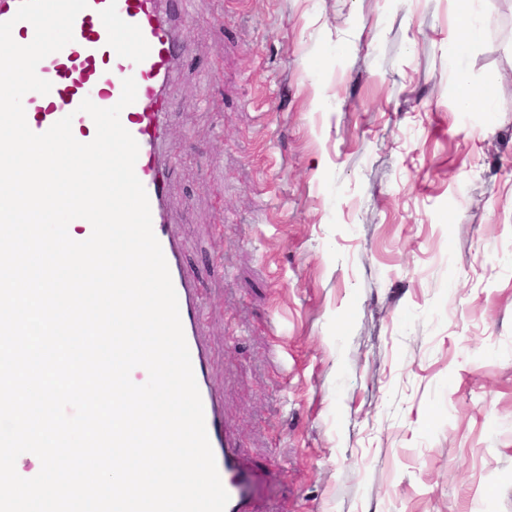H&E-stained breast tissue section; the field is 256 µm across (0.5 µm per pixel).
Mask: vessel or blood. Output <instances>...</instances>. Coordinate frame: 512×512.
<instances>
[{
  "instance_id": "1",
  "label": "vessel or blood",
  "mask_w": 512,
  "mask_h": 512,
  "mask_svg": "<svg viewBox=\"0 0 512 512\" xmlns=\"http://www.w3.org/2000/svg\"><path fill=\"white\" fill-rule=\"evenodd\" d=\"M19 0H0V22L13 21V39L21 45L34 37L33 26L14 22ZM190 0H88L75 18L73 42L44 58L38 75L51 82L48 94L23 98L26 122L35 133L46 132L64 116H72V133L82 143L96 135L92 118L80 112L84 99L102 108L115 105L124 78H134L137 98L121 113V123L139 145L135 173L149 199L152 228L175 288L182 328L201 395L207 435L222 484L229 494L225 512H254L247 474L233 435L224 423L221 398L210 386L209 352L198 330L201 301L186 274L165 205V175L173 148L164 136L168 102L163 91L183 49L179 24Z\"/></svg>"
}]
</instances>
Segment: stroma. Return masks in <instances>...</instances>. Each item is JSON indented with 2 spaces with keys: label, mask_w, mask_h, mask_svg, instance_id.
Here are the masks:
<instances>
[{
  "label": "stroma",
  "mask_w": 512,
  "mask_h": 512,
  "mask_svg": "<svg viewBox=\"0 0 512 512\" xmlns=\"http://www.w3.org/2000/svg\"><path fill=\"white\" fill-rule=\"evenodd\" d=\"M475 8L459 55L458 0H194L169 207L258 512H512V0ZM459 2L462 6L457 18V38L454 49L459 54H464L473 42L483 37L485 29L475 22L468 8V2L466 0H460ZM491 97L489 91L472 87L465 78L459 80L458 104L463 110L475 109L487 102Z\"/></svg>",
  "instance_id": "obj_1"
}]
</instances>
